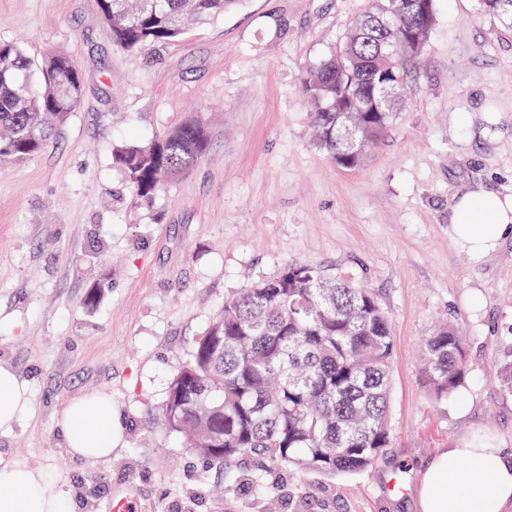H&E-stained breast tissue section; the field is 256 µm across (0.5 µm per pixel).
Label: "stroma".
<instances>
[{
  "label": "stroma",
  "instance_id": "35a3bbf8",
  "mask_svg": "<svg viewBox=\"0 0 512 512\" xmlns=\"http://www.w3.org/2000/svg\"><path fill=\"white\" fill-rule=\"evenodd\" d=\"M366 8L245 0L128 52L99 0H0V41L37 63L65 53L83 80L40 153L0 161V365L31 398L0 432V466H33L70 512H100L128 485L140 512H262V489L239 492L236 471L186 448L160 411L225 297L291 261L371 288L393 335L391 448L355 475L278 472L304 512H416L418 473L440 449L482 435L512 448V237L475 258L448 224L460 188L512 194V27L477 0H436L403 109L362 166L341 169L313 141L300 85ZM192 119L209 131L206 154L135 197L113 150ZM441 323L462 331L468 377L435 402L421 348ZM94 394L123 425L97 463L69 457L56 429L70 400Z\"/></svg>",
  "mask_w": 512,
  "mask_h": 512
}]
</instances>
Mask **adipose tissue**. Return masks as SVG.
Instances as JSON below:
<instances>
[{"label": "adipose tissue", "mask_w": 512, "mask_h": 512, "mask_svg": "<svg viewBox=\"0 0 512 512\" xmlns=\"http://www.w3.org/2000/svg\"><path fill=\"white\" fill-rule=\"evenodd\" d=\"M450 224L471 254L493 249L512 236V195L474 186L460 191ZM29 407L27 384L0 367V431L10 430ZM68 455L102 461L112 455L120 417L106 395L71 400L58 421ZM417 512H505L512 506V449L494 444L442 449L422 468ZM0 512H67L63 498L46 489L39 472L25 464L0 467Z\"/></svg>", "instance_id": "obj_1"}]
</instances>
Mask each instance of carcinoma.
Segmentation results:
<instances>
[{"instance_id": "1", "label": "carcinoma", "mask_w": 512, "mask_h": 512, "mask_svg": "<svg viewBox=\"0 0 512 512\" xmlns=\"http://www.w3.org/2000/svg\"><path fill=\"white\" fill-rule=\"evenodd\" d=\"M243 0H99L112 13L113 43L127 51L168 43L186 23L224 13ZM435 0L419 15L400 14L384 25L389 0H371L336 51L308 72L300 86L311 106L318 146L336 166L355 169L366 147L396 120L398 99L377 112H339L352 95L378 96L383 79L404 86L405 67L421 55L431 33ZM482 11L512 23V0H478ZM421 21L417 41L389 57L401 29ZM82 77L73 60L52 53L33 85L31 61L20 45L0 42V161L23 162L39 153L76 108ZM199 122L183 123L147 143L113 153L132 192L150 198L167 180L190 170L207 149ZM390 318L375 293L350 279L291 261L224 301L173 376L161 420L189 448L211 447L224 434L226 468L249 458L328 476L370 468L391 447ZM422 375L431 397L448 398L466 378L465 342L458 328L440 326L427 337Z\"/></svg>"}]
</instances>
